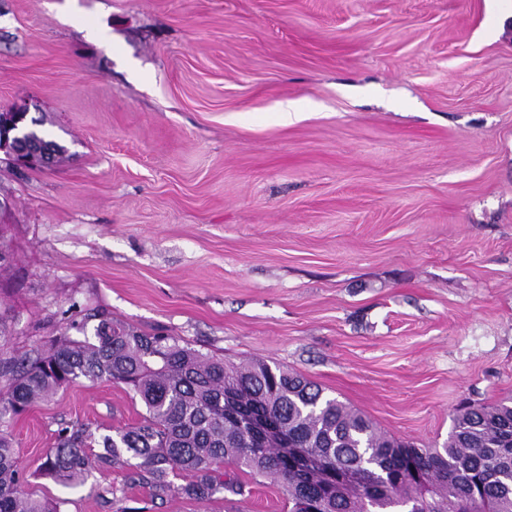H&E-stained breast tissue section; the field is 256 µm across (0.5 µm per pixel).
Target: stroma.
I'll return each instance as SVG.
<instances>
[{"label":"stroma","instance_id":"obj_1","mask_svg":"<svg viewBox=\"0 0 512 512\" xmlns=\"http://www.w3.org/2000/svg\"><path fill=\"white\" fill-rule=\"evenodd\" d=\"M21 101L65 151L0 154V359L104 314L300 374L420 448L512 395V0H0V112ZM144 413L112 382L34 405L9 429L25 490L288 512L239 470L207 501L40 477L61 423ZM2 152L5 156L8 157V159L12 160L16 164L23 166L39 165L44 167L49 165L50 163L47 152H45L44 154H40V152L27 153L15 150L14 147L11 145V142L7 134H4L2 138L0 135V153Z\"/></svg>","mask_w":512,"mask_h":512}]
</instances>
